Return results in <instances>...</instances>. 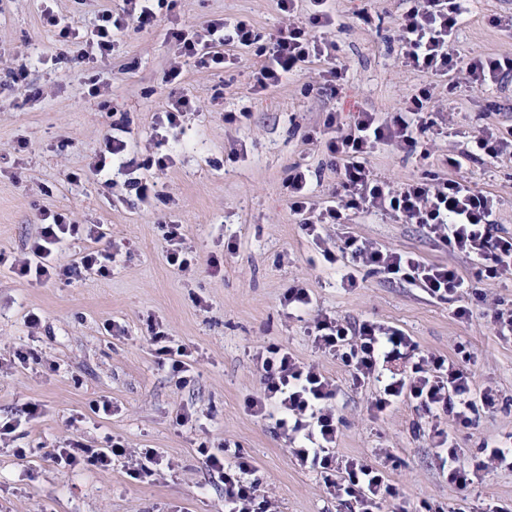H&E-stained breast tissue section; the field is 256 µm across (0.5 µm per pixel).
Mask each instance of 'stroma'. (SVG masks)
Here are the masks:
<instances>
[{
  "label": "stroma",
  "instance_id": "stroma-1",
  "mask_svg": "<svg viewBox=\"0 0 512 512\" xmlns=\"http://www.w3.org/2000/svg\"><path fill=\"white\" fill-rule=\"evenodd\" d=\"M107 4L120 2L0 0V421L19 423L0 440V512H224V485L204 467L202 443L236 445L248 454L276 512H346L320 472L296 465L273 423L257 421L247 409L261 387L256 355L271 343L335 381L344 420L339 456L382 469L406 504L482 512L492 503L512 512V472L487 470L459 489L439 468L434 434L438 427L453 432L472 464L483 440L512 435V337L497 335L490 319L497 306L512 305V274L476 279L464 255L420 225L370 212L324 225V238L349 234L431 265L449 264L471 287L441 300L365 266L355 287L341 285L290 211L284 186L289 169L306 164L321 172L316 203L330 199L340 186L324 136L329 113L344 125L361 110L394 113L428 86L427 76L401 63L395 19L402 0H328L338 23L316 35L336 47L344 79L335 92L325 84L324 61L254 91L253 47L234 50L224 69L190 63L181 85L164 83L174 52L166 38L170 20L192 24L220 16L269 34L291 22L307 24L310 13L307 0L292 15L280 11L277 0H176L153 26L120 37L99 67L108 88L92 96L85 64H54L57 43L42 11L51 7L85 30ZM509 20L512 0H473L456 50L512 58ZM25 61L31 64L26 81L10 83L8 70ZM183 90L196 109L184 117L181 153L168 168L147 173L167 202L146 206L118 174L108 187L67 181V173L91 162L114 111L126 113L139 156L152 155L151 116ZM426 107L443 135L422 151L380 147L370 157L378 178L394 188L432 175L465 179L496 198L497 222L512 233V156L448 167L469 136L512 134V77L482 89H435ZM243 109L247 119L225 122V113ZM46 212L102 225L98 247L116 255L109 274L41 284L15 274L11 264L39 235ZM171 222L184 225L191 242L194 267L186 273L165 259L162 227ZM296 283L314 300L312 312L299 317L282 303ZM461 306L472 308V318H457ZM317 313L396 327L419 351L450 360L465 346L475 387L496 390L497 409L468 429L432 419L407 400L374 413L377 385L353 386L347 367L307 335ZM32 314L39 319L34 326L27 322ZM156 323L191 352L186 376L159 364L149 340ZM19 350L32 353V361L19 362ZM105 400L111 413L95 412ZM29 402L40 406L33 420L24 413ZM183 413L192 420L182 427L176 419ZM76 437L91 448L113 438L135 454L156 448L165 464L141 480L130 476L123 458L105 471L62 470L47 453ZM19 449L25 460L16 458Z\"/></svg>",
  "mask_w": 512,
  "mask_h": 512
}]
</instances>
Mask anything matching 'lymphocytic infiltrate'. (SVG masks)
<instances>
[{"label":"lymphocytic infiltrate","mask_w":512,"mask_h":512,"mask_svg":"<svg viewBox=\"0 0 512 512\" xmlns=\"http://www.w3.org/2000/svg\"><path fill=\"white\" fill-rule=\"evenodd\" d=\"M150 2L123 0L119 8L102 10L98 24L89 31L75 27L70 18L44 10L43 16L62 46L56 56L57 63L75 58L94 65L108 59L118 33L132 24L141 29L154 24L157 14ZM325 3L326 0H315L316 9L308 25L282 26L271 35L266 47L260 46L261 36L253 26L242 20L231 24L218 17L196 26L173 24L167 37L175 48V58L164 79L171 84L179 82L184 65L190 61L203 67H223L229 59L226 46L248 48L256 44L262 58L253 73L257 90L278 85L289 73L315 59L328 61L326 75L330 84H337L343 78V71L331 64L329 46L314 34L315 29L335 22ZM469 14V0H405L396 19L404 64L438 82L455 72L463 74L466 85L472 89L502 81L512 73V59L490 56L463 59L453 52L457 32ZM429 97L426 89L408 97L390 117L359 111L346 133L328 140V150L342 160L339 199L328 201L320 208L314 206L312 182L319 173L307 165H294L288 172L285 187L291 211L302 216L304 230L327 263L333 265L339 258L347 257L353 266L362 264L385 275L404 277L419 283L430 296L447 299L469 285L455 267L429 265L407 253L374 249L351 235L333 248L318 232L319 225L344 223L352 213L382 211L404 223L427 229L452 251L466 256L477 276L497 278L512 271V236L502 234L495 220L497 206L492 195L465 180L451 177H425L394 189L377 178L370 164L369 158L379 146L415 149L433 137L435 122L424 106ZM193 107L192 97L184 93L171 98L160 112L153 114L158 154L143 159L130 149L126 138L127 118L113 120L105 136V149L90 165V173L100 175L109 163H116L138 200L162 199L156 182L148 179L146 173L155 167L166 168L172 162L174 146L182 131V117ZM507 154H512V139L484 132L472 136L469 149L449 158L448 165L457 169L467 161ZM78 235L97 242L103 239L104 232L99 225L70 224L63 214H51L28 252L14 260L11 267L38 283L59 273L70 276L93 270L98 262V252L94 249L82 253L68 266L56 265L58 244L66 237ZM307 334L319 350L341 359L353 385L362 386L371 380L381 383L382 388L372 402L376 412H384L396 401L408 399L432 417L445 415L467 428L474 424L481 410L497 406L492 388L476 389L467 370L456 362L419 352L412 338L400 329L370 320L353 328L342 320L323 315L308 326ZM400 359L407 360V367L388 370V363ZM257 363L263 388L247 405L252 416L274 421L290 435L291 455L299 466L321 470L330 495L343 501L348 512H379L381 503L386 501L392 502L393 512H410L393 485L387 483L382 470L365 461L344 460L337 455L341 419L331 405L337 393L333 380L300 362L281 345L267 347L258 355ZM441 443L446 447L442 462L448 467V481L457 487L473 484L478 472L491 465L512 471L511 443L499 439L484 441L479 448L482 458L472 467L463 462V451L457 448L452 434L443 433ZM125 453V448L117 443L108 448H90L71 441L52 449L50 456L63 468L86 465L106 470L111 468L113 458ZM205 461L224 480L226 512H270V503L254 477L255 469L243 453L221 448L206 454Z\"/></svg>","instance_id":"f902f5d3"}]
</instances>
